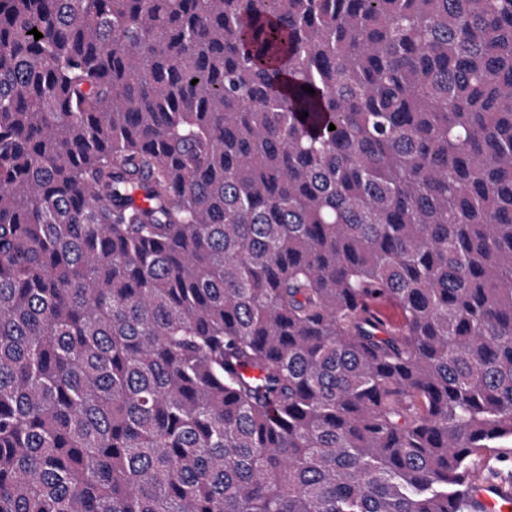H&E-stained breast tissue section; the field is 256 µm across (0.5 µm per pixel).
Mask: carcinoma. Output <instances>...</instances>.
Listing matches in <instances>:
<instances>
[{
  "instance_id": "1",
  "label": "carcinoma",
  "mask_w": 512,
  "mask_h": 512,
  "mask_svg": "<svg viewBox=\"0 0 512 512\" xmlns=\"http://www.w3.org/2000/svg\"><path fill=\"white\" fill-rule=\"evenodd\" d=\"M505 438L512 0H0V512H475Z\"/></svg>"
}]
</instances>
